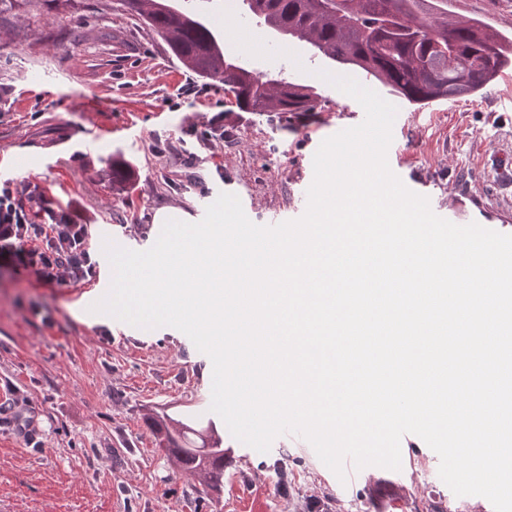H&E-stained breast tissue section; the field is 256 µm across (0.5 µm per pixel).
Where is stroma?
<instances>
[{
	"label": "stroma",
	"instance_id": "obj_1",
	"mask_svg": "<svg viewBox=\"0 0 512 512\" xmlns=\"http://www.w3.org/2000/svg\"><path fill=\"white\" fill-rule=\"evenodd\" d=\"M98 0L79 26L51 14L0 39V169L30 207L39 202L88 225L98 269L105 243L149 249L160 211L196 223L220 193L239 197L255 224L269 211H302L309 157L338 124L358 125L361 105L319 78L348 75L395 105L388 149L397 176L426 186L459 223L512 222V85L419 108L373 77L317 56L305 42L225 38L247 69L314 88L322 111L279 121L239 111L203 86L138 18ZM216 31L241 16L242 0H178ZM448 16L477 19L512 38V0H448ZM222 118L223 141L206 137ZM131 171L112 176L113 162ZM99 277L49 288L0 270V512H494L441 480L423 440L401 450L393 471L367 467L341 483L314 449L276 438L261 453L225 423L224 490L209 494L154 444L150 418L206 425L212 363L170 326L142 329L90 312ZM288 482L278 483V468Z\"/></svg>",
	"mask_w": 512,
	"mask_h": 512
}]
</instances>
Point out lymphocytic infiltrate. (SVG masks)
Masks as SVG:
<instances>
[{
	"mask_svg": "<svg viewBox=\"0 0 512 512\" xmlns=\"http://www.w3.org/2000/svg\"><path fill=\"white\" fill-rule=\"evenodd\" d=\"M48 217V223H37L16 190L1 183L0 258L51 288L94 277L88 226L53 211Z\"/></svg>",
	"mask_w": 512,
	"mask_h": 512,
	"instance_id": "f902f5d3",
	"label": "lymphocytic infiltrate"
}]
</instances>
